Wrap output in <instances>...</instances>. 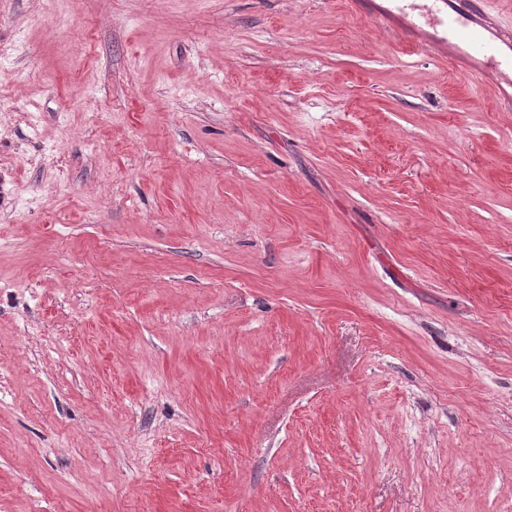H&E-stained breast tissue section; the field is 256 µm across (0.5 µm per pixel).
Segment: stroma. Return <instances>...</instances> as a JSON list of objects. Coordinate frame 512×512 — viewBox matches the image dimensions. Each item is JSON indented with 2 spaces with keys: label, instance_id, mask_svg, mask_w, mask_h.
Masks as SVG:
<instances>
[{
  "label": "stroma",
  "instance_id": "stroma-1",
  "mask_svg": "<svg viewBox=\"0 0 512 512\" xmlns=\"http://www.w3.org/2000/svg\"><path fill=\"white\" fill-rule=\"evenodd\" d=\"M0 512H512V105L364 0H0Z\"/></svg>",
  "mask_w": 512,
  "mask_h": 512
}]
</instances>
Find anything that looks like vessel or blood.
Returning a JSON list of instances; mask_svg holds the SVG:
<instances>
[{"label":"vessel or blood","mask_w":512,"mask_h":512,"mask_svg":"<svg viewBox=\"0 0 512 512\" xmlns=\"http://www.w3.org/2000/svg\"><path fill=\"white\" fill-rule=\"evenodd\" d=\"M377 24L397 19L406 31L427 33L426 48L440 46L459 57L476 62V71L492 75L512 86V32L493 27L476 0L454 4L453 0H409L397 9L378 8Z\"/></svg>","instance_id":"1"}]
</instances>
